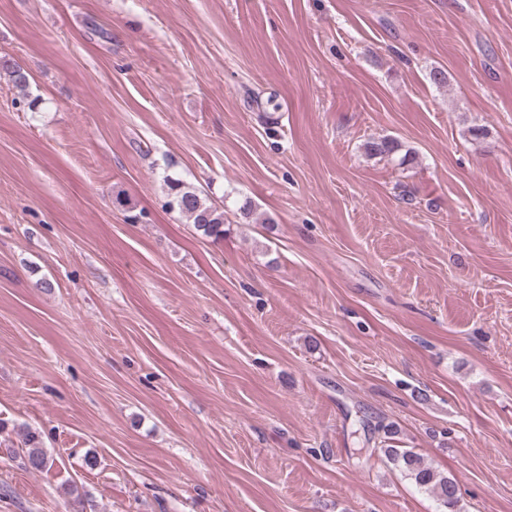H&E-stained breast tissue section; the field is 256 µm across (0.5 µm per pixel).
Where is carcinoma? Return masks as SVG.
<instances>
[{"mask_svg": "<svg viewBox=\"0 0 512 512\" xmlns=\"http://www.w3.org/2000/svg\"><path fill=\"white\" fill-rule=\"evenodd\" d=\"M364 149L371 157H389L401 152V144L395 138L383 137L366 142ZM166 206L187 217L205 236L215 241L224 239V210L209 203L192 187L179 182L169 184ZM25 446V465L28 468L44 471L52 467L54 458L43 448L37 433H27ZM379 452L416 487L433 494L444 512H457L458 486L453 478L425 464L418 454L410 450L382 447Z\"/></svg>", "mask_w": 512, "mask_h": 512, "instance_id": "1", "label": "carcinoma"}]
</instances>
